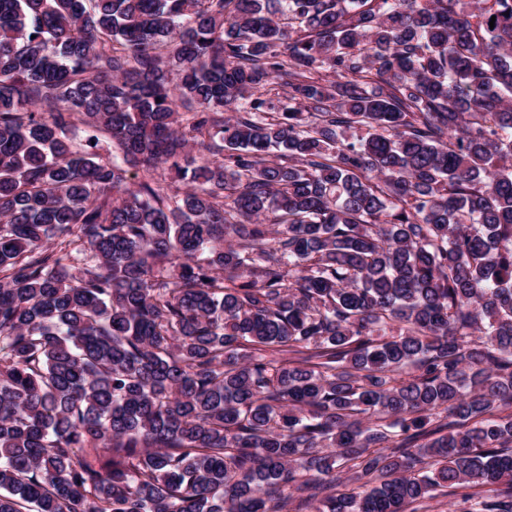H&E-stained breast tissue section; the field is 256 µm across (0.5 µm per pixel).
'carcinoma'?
Returning a JSON list of instances; mask_svg holds the SVG:
<instances>
[{
	"instance_id": "1",
	"label": "carcinoma",
	"mask_w": 512,
	"mask_h": 512,
	"mask_svg": "<svg viewBox=\"0 0 512 512\" xmlns=\"http://www.w3.org/2000/svg\"><path fill=\"white\" fill-rule=\"evenodd\" d=\"M511 408L512 0H0V512H512Z\"/></svg>"
}]
</instances>
